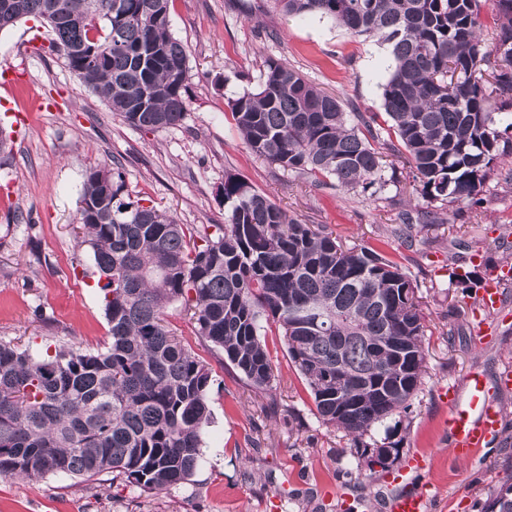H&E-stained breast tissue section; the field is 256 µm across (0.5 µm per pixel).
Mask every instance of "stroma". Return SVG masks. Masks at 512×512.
<instances>
[{
    "instance_id": "stroma-1",
    "label": "stroma",
    "mask_w": 512,
    "mask_h": 512,
    "mask_svg": "<svg viewBox=\"0 0 512 512\" xmlns=\"http://www.w3.org/2000/svg\"><path fill=\"white\" fill-rule=\"evenodd\" d=\"M171 30L187 47L190 99L178 125L129 126L48 48V25L25 18L0 31V67L21 75L0 102V126L13 127V152L0 159V340L38 354L46 345L103 348L109 340L91 260L76 226L85 174L119 169L131 199L180 224L224 221L225 174L245 179L289 216L332 230L346 245L385 249L416 275L428 325L427 371L408 414L373 431L395 442V467L427 458L425 481L439 497L431 512H481L491 487L512 476V388L497 378L512 368V321L482 344L470 325L476 294L448 285L470 270V253L512 266V185L489 182L477 210L440 208L404 192L397 205L373 201L284 171L245 146L228 102L254 89L267 60L288 62L339 99L346 111L382 109L380 85L390 50L316 17H289L273 0H172ZM431 210L438 223L415 225L406 247L388 228L403 211ZM170 330L208 366L211 410L201 461L186 482L158 493L115 482L92 490L74 478H0V512H374L385 469L368 464L343 433L322 424L284 340L268 329L275 363L271 390L258 395L196 336L179 305L165 311ZM481 368L503 425L479 458L456 457L445 420L448 387Z\"/></svg>"
}]
</instances>
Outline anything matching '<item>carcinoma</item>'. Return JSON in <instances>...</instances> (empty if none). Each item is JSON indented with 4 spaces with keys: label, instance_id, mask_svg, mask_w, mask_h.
<instances>
[{
    "label": "carcinoma",
    "instance_id": "obj_1",
    "mask_svg": "<svg viewBox=\"0 0 512 512\" xmlns=\"http://www.w3.org/2000/svg\"><path fill=\"white\" fill-rule=\"evenodd\" d=\"M0 31L45 19L49 49L129 125L182 122L190 98L187 48L171 31L170 0H21ZM289 16H317L390 47L381 85L386 126L346 112L291 65L270 60L256 91L230 100L246 147L317 183L395 201L409 181L429 202H482L495 163L512 157V0H274ZM492 5L490 37L481 14ZM100 49V60L75 49ZM86 173L81 244L100 287L110 342L56 345L33 355L0 340V477L110 475L144 491L187 481L210 416L209 368L164 324L179 302L196 335L247 385L268 391L275 367L266 326L284 337L322 423L360 442L410 409L426 372L424 323L411 271L385 254L346 247L301 224L235 174L224 177V223L179 224L124 197L122 172ZM434 213L405 214V226ZM475 271L449 273L477 288ZM483 512H512V483L488 490Z\"/></svg>",
    "mask_w": 512,
    "mask_h": 512
}]
</instances>
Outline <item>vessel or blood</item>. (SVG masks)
Segmentation results:
<instances>
[{"mask_svg":"<svg viewBox=\"0 0 512 512\" xmlns=\"http://www.w3.org/2000/svg\"><path fill=\"white\" fill-rule=\"evenodd\" d=\"M511 277V271L501 269L489 275L479 290V303L473 311V320L481 339L493 338L500 322L512 316L502 310L500 304L501 288ZM465 383L464 397L450 401L445 429L454 453L470 459L499 437L502 416L488 395L487 380L481 370L474 368L467 372ZM426 467V459L417 455L408 466L388 476L387 512H429L428 488L416 482Z\"/></svg>","mask_w":512,"mask_h":512,"instance_id":"obj_1","label":"vessel or blood"}]
</instances>
